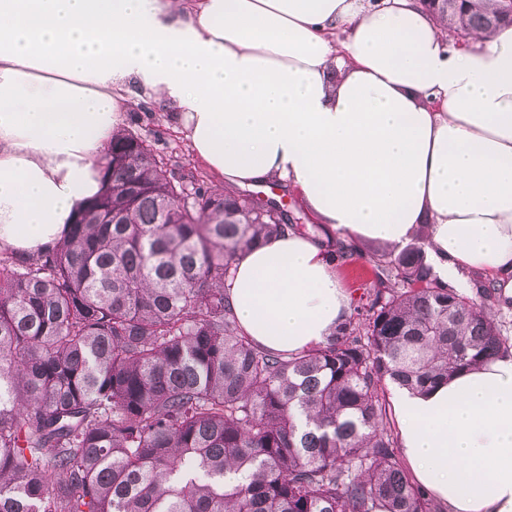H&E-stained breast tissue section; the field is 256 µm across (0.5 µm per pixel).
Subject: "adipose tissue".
Listing matches in <instances>:
<instances>
[{
	"label": "adipose tissue",
	"instance_id": "adipose-tissue-1",
	"mask_svg": "<svg viewBox=\"0 0 512 512\" xmlns=\"http://www.w3.org/2000/svg\"><path fill=\"white\" fill-rule=\"evenodd\" d=\"M134 91L176 107L227 184H286L358 247L424 234L441 279L481 277L512 307V27L456 47L417 0H0V252L68 232ZM228 295L286 353L350 311L318 234L245 252ZM391 399L448 512H512V357Z\"/></svg>",
	"mask_w": 512,
	"mask_h": 512
}]
</instances>
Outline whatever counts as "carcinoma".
<instances>
[{"label":"carcinoma","instance_id":"obj_1","mask_svg":"<svg viewBox=\"0 0 512 512\" xmlns=\"http://www.w3.org/2000/svg\"><path fill=\"white\" fill-rule=\"evenodd\" d=\"M420 4L454 44L512 24V0ZM103 161L56 247L0 252V512H443L398 454L386 382L423 391L512 354L495 290L440 281L421 233L365 254L328 235L376 285L324 342L270 350L225 285L302 217L127 129Z\"/></svg>","mask_w":512,"mask_h":512}]
</instances>
